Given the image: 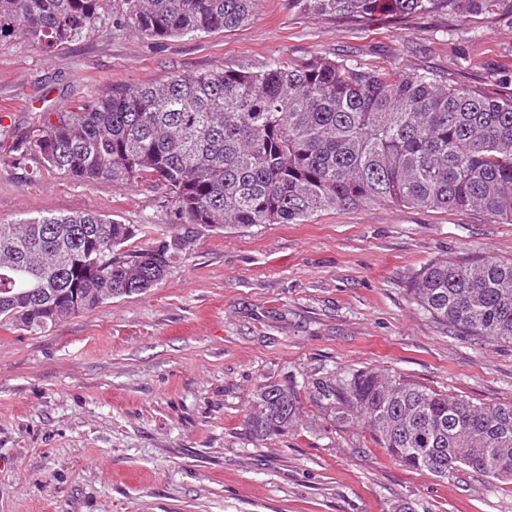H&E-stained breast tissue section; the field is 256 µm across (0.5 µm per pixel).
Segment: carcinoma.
<instances>
[{
    "instance_id": "1",
    "label": "carcinoma",
    "mask_w": 512,
    "mask_h": 512,
    "mask_svg": "<svg viewBox=\"0 0 512 512\" xmlns=\"http://www.w3.org/2000/svg\"><path fill=\"white\" fill-rule=\"evenodd\" d=\"M124 3V25L165 38L240 27L258 0ZM291 3L352 22L512 8V0ZM104 13V0H0V41H73ZM10 151L75 181L152 183L185 219L173 234L97 213L0 222V325L30 334L154 287L202 229L303 224L324 210L382 202L476 208L512 223V89L501 81L464 86L326 58L175 75L43 112ZM410 293L455 335L512 344V261L431 262L416 271ZM313 398L345 405L409 469L446 476L464 466L512 482V402L477 404L374 371L339 389L318 386ZM301 409L297 390L264 383L248 432L256 440L282 435Z\"/></svg>"
}]
</instances>
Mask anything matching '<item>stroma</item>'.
<instances>
[{
    "label": "stroma",
    "mask_w": 512,
    "mask_h": 512,
    "mask_svg": "<svg viewBox=\"0 0 512 512\" xmlns=\"http://www.w3.org/2000/svg\"><path fill=\"white\" fill-rule=\"evenodd\" d=\"M122 10L110 0L96 29L60 46L0 43V221L96 212L179 229L150 185L35 177L13 161L12 135L38 113L113 85L315 56L512 82L507 10L352 23L259 0L242 27L160 39L122 26ZM448 258L512 261V224L385 203L205 233L147 293L36 335L0 326V512H512V484L405 468L309 399L318 383L384 370L512 402V345L453 334L409 291ZM266 381L295 386L303 408L288 433L258 441L245 420Z\"/></svg>",
    "instance_id": "stroma-1"
}]
</instances>
